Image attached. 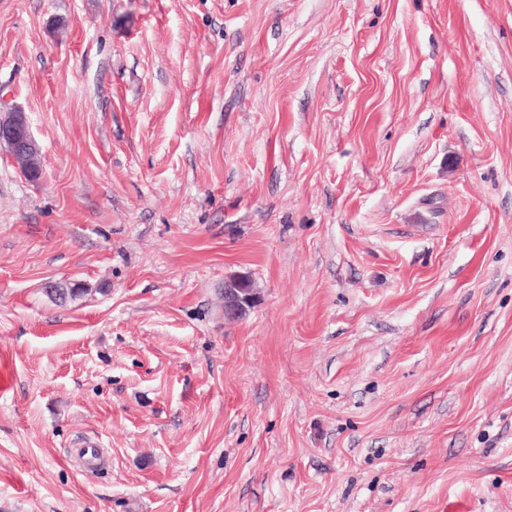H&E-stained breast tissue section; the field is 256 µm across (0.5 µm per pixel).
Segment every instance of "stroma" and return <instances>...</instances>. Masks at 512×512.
<instances>
[{"label": "stroma", "mask_w": 512, "mask_h": 512, "mask_svg": "<svg viewBox=\"0 0 512 512\" xmlns=\"http://www.w3.org/2000/svg\"><path fill=\"white\" fill-rule=\"evenodd\" d=\"M0 107V512H512V0H0ZM0 144L9 149L12 161L20 172L41 175V149L31 132L25 112L13 109L0 114ZM247 300L241 295L239 283L232 281L224 289V315L234 316L247 310Z\"/></svg>", "instance_id": "1"}]
</instances>
